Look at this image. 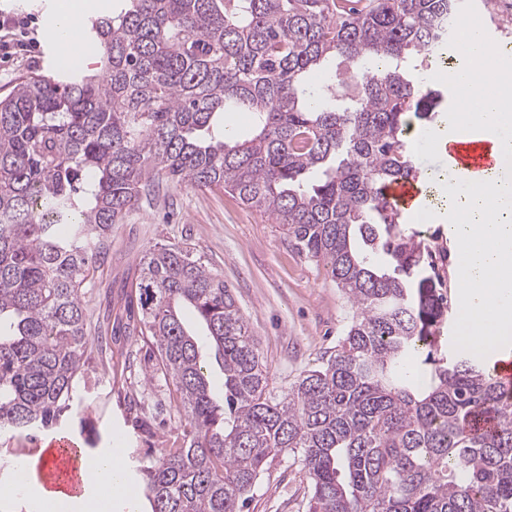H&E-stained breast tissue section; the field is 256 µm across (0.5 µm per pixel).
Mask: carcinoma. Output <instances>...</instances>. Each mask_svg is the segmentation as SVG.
<instances>
[{"label": "carcinoma", "instance_id": "1", "mask_svg": "<svg viewBox=\"0 0 512 512\" xmlns=\"http://www.w3.org/2000/svg\"><path fill=\"white\" fill-rule=\"evenodd\" d=\"M123 4L87 27L99 72L31 73L0 98V433L57 427L89 349L112 368L82 295L112 226L164 176L267 214L353 314L335 353L277 395L224 278L187 244L149 249L140 335L183 427L141 468L150 512H241L284 456L309 479L308 512H512V395L472 354L437 356L447 298L379 192L417 173L407 135L439 93L411 65L435 55L456 5ZM323 69L334 82L314 92ZM226 112L251 113L252 134L216 135ZM479 413L497 427L474 431Z\"/></svg>", "mask_w": 512, "mask_h": 512}]
</instances>
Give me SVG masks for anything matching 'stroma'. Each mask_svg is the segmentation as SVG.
<instances>
[{
  "label": "stroma",
  "instance_id": "obj_1",
  "mask_svg": "<svg viewBox=\"0 0 512 512\" xmlns=\"http://www.w3.org/2000/svg\"><path fill=\"white\" fill-rule=\"evenodd\" d=\"M53 0H0V19H12L0 42V96L30 72L57 67L43 42ZM426 222H406L435 264L437 288L456 300L449 254L450 224L438 200L428 201ZM157 243L196 247L209 270L223 276L248 319L277 392L335 350L352 317L346 295L322 264L288 242L281 226L249 208L223 187L195 188L162 181L142 206L113 227L112 244L99 258L94 288L85 296L93 318L112 329V368L90 357L77 379L72 418L59 427L88 454L123 449L128 470L158 456L177 435L168 414L171 386L145 380L150 345L128 335L142 317L138 303L140 261ZM310 483L298 465L275 461L263 474L244 512H307Z\"/></svg>",
  "mask_w": 512,
  "mask_h": 512
}]
</instances>
